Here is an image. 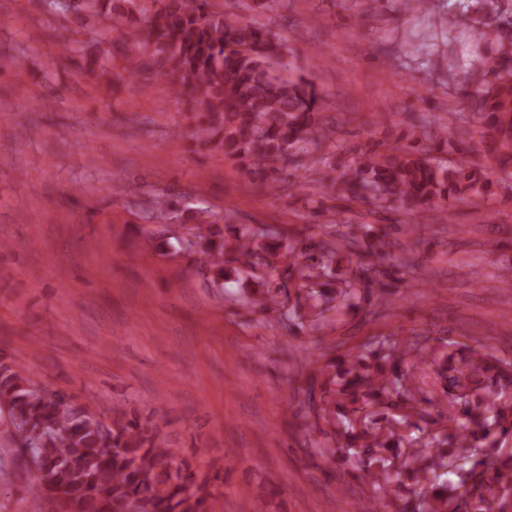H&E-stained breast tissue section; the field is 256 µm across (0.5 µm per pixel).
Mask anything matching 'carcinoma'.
Instances as JSON below:
<instances>
[{
  "label": "carcinoma",
  "instance_id": "cac0c4a2",
  "mask_svg": "<svg viewBox=\"0 0 512 512\" xmlns=\"http://www.w3.org/2000/svg\"><path fill=\"white\" fill-rule=\"evenodd\" d=\"M85 11L105 16L118 26L127 20L112 0H78ZM477 8L454 4L448 31L470 12L483 13L477 41L487 54L471 61L470 89L473 113L482 126V158L500 169L512 168V9L502 0H475ZM210 0H162L161 8L128 33L143 38L157 75L185 102L196 118L197 138L224 152L246 172L265 181L288 165H301L309 151L329 140L324 125V100L316 86L295 77L291 64L273 61L274 46L260 27L224 12L209 10ZM406 122L420 141L439 136L442 125ZM482 164L445 165L427 150L374 142L346 167L318 173L320 183L347 201L366 199L371 192L422 219L448 220L442 202L450 195L473 205L481 198ZM214 281L224 279V262L231 257L263 255L266 265L282 266L278 246L263 244L246 224L230 239L199 232ZM351 232L320 240L310 262H289L281 282L256 291L246 304L262 311H280L277 294L287 287L305 288L331 270L342 252L360 253ZM342 281L355 298H364L368 286L351 271ZM429 337L404 345L390 335L374 336L362 351L345 354L336 375L338 424L346 427V447L355 449V478L367 487V512H512V401L504 389L512 384V356L485 344L471 356L465 369L448 375L449 405L460 408V427L429 442L409 439L406 454L382 456L391 447L376 422L349 417L359 395L384 410L402 409L399 419L413 426L423 419L414 405L406 380L398 376L409 352L425 361L435 349ZM306 399L320 418L317 393L324 392L318 361L305 365ZM26 429V446L40 460L48 482L28 484V512H43L47 496H65L75 512H216L212 491L219 475L203 472L188 462H177L157 435L156 427L125 412L112 418V436H103L100 422L85 408L61 406L50 388L20 370L0 364V413ZM406 474L414 483L412 496L398 504L393 482Z\"/></svg>",
  "mask_w": 512,
  "mask_h": 512
}]
</instances>
